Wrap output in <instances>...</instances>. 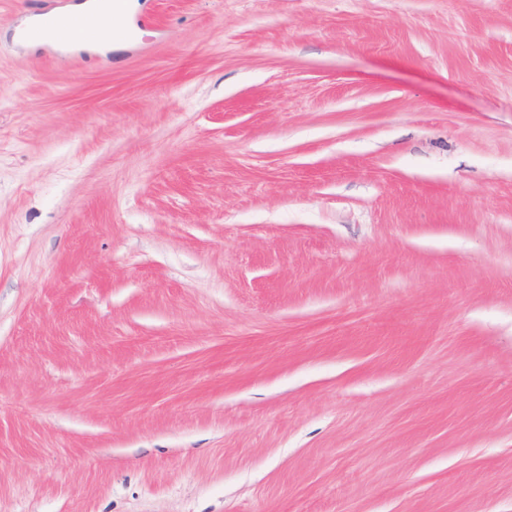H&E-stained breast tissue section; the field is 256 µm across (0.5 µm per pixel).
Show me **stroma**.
Segmentation results:
<instances>
[{"label": "stroma", "mask_w": 512, "mask_h": 512, "mask_svg": "<svg viewBox=\"0 0 512 512\" xmlns=\"http://www.w3.org/2000/svg\"><path fill=\"white\" fill-rule=\"evenodd\" d=\"M77 2L0 0V512H512V0ZM129 0H113L112 11L102 20L108 36L112 39L124 34L123 18ZM42 15L41 28L52 35L53 38L64 41L73 36V34L81 27L86 28L89 24L97 26L101 21L92 19L88 21L84 18H72L66 22L59 21L54 16ZM105 31L102 27H90L80 32L78 37L72 43V46L78 47L87 44L91 40H97L96 44L99 49L108 51L112 49V43L103 40Z\"/></svg>", "instance_id": "obj_1"}]
</instances>
